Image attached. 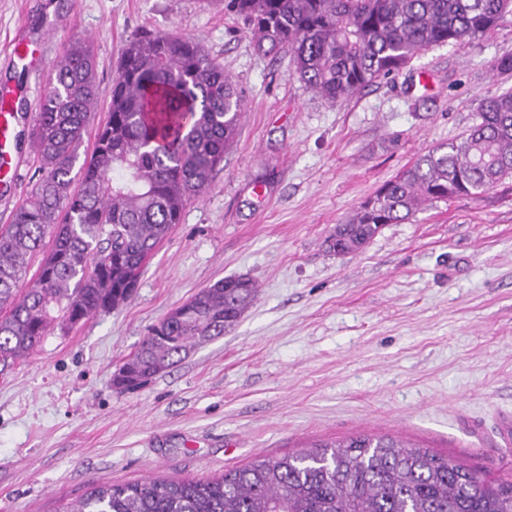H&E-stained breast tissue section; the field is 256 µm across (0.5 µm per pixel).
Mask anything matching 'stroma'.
<instances>
[{
	"instance_id": "35a3bbf8",
	"label": "stroma",
	"mask_w": 512,
	"mask_h": 512,
	"mask_svg": "<svg viewBox=\"0 0 512 512\" xmlns=\"http://www.w3.org/2000/svg\"><path fill=\"white\" fill-rule=\"evenodd\" d=\"M143 30L200 40L245 112L131 301L52 327L0 372V512H55L100 484L218 476L355 433L512 482V181L426 205L358 252L325 245L385 181L460 138L481 101L512 90L495 67L512 21L331 106L291 77L288 53H255L220 0H0V83L35 119L53 61L92 37L91 153L122 50ZM19 34L42 44L38 69L9 56ZM238 275L258 293L232 329L137 390L113 387L153 326Z\"/></svg>"
}]
</instances>
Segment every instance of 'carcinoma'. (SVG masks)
Instances as JSON below:
<instances>
[{"label":"carcinoma","instance_id":"carcinoma-1","mask_svg":"<svg viewBox=\"0 0 512 512\" xmlns=\"http://www.w3.org/2000/svg\"><path fill=\"white\" fill-rule=\"evenodd\" d=\"M250 46L288 48L292 74L329 105L402 72L432 46L490 34L512 0H224ZM98 103L93 40L53 64L29 142L39 178L0 226V365L65 326L129 302L156 246L210 186L243 99L200 41L131 36L112 82L107 121L79 159ZM79 176H74L76 162ZM512 179V92L485 99L459 140L441 143L383 184L328 237L353 253L426 203L478 197ZM51 238L50 246L45 239ZM43 253L28 288L33 257ZM257 295L248 277L220 280L168 314L114 374L134 389L224 335ZM56 512H512V484L390 435L321 441L208 478H150L93 487Z\"/></svg>","mask_w":512,"mask_h":512}]
</instances>
